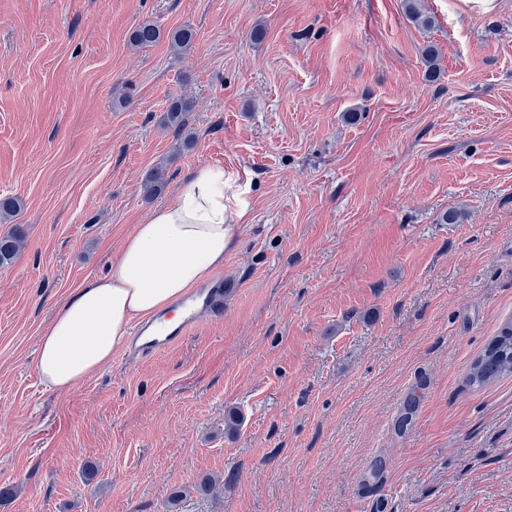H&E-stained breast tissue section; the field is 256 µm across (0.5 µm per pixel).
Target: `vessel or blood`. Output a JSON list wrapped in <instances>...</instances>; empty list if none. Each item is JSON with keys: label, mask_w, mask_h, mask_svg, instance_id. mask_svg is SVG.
<instances>
[{"label": "vessel or blood", "mask_w": 512, "mask_h": 512, "mask_svg": "<svg viewBox=\"0 0 512 512\" xmlns=\"http://www.w3.org/2000/svg\"><path fill=\"white\" fill-rule=\"evenodd\" d=\"M231 288L224 281H216L209 287L198 289L179 304L181 320L172 330H156L148 334L146 328H139L133 339V354L148 357L158 351L173 348L185 339L199 325L202 314L219 319L224 315V297Z\"/></svg>", "instance_id": "1"}]
</instances>
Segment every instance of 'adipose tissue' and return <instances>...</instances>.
I'll return each instance as SVG.
<instances>
[{"label": "adipose tissue", "instance_id": "1", "mask_svg": "<svg viewBox=\"0 0 512 512\" xmlns=\"http://www.w3.org/2000/svg\"><path fill=\"white\" fill-rule=\"evenodd\" d=\"M223 168L187 172L173 199L125 238L106 273L85 282L58 309L38 342L48 388L70 390L121 349L134 321L174 311L187 293L223 267L234 225L246 211L226 193Z\"/></svg>", "mask_w": 512, "mask_h": 512}]
</instances>
